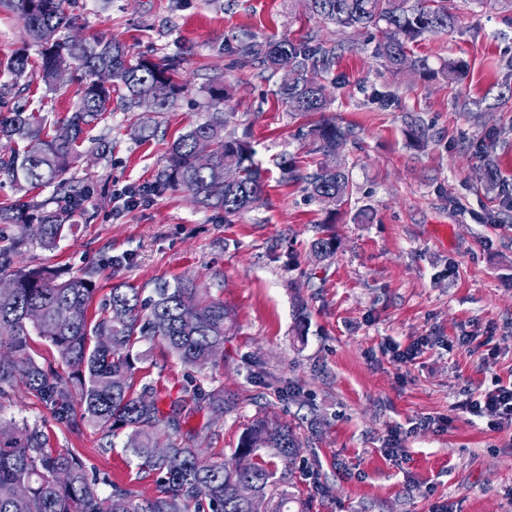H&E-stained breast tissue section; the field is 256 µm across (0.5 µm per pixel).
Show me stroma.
<instances>
[{"label":"stroma","mask_w":512,"mask_h":512,"mask_svg":"<svg viewBox=\"0 0 512 512\" xmlns=\"http://www.w3.org/2000/svg\"><path fill=\"white\" fill-rule=\"evenodd\" d=\"M454 4L460 28L412 46L431 66L463 63L447 82L393 75L367 50L370 31L339 32L304 0H181L177 9L172 0H69L83 37L115 39L136 57L179 55L187 88L163 112L105 113L93 133L110 155L80 156L70 170L93 196L55 247L28 243L20 264L63 279L95 271L98 304L121 283L148 296L181 278L224 301L232 320L222 356L188 366L145 340L133 351L136 379L156 388L166 414L200 390L223 389L235 402L219 419L205 409L177 414L210 461L231 460L256 416L294 428L296 456L261 454L308 512H512V429L460 408L512 383V0ZM243 32L359 44L327 75V116L353 131L336 155L349 192L335 217L302 184L280 179V155L304 172L322 157L294 139L305 118L276 96L280 74L238 64ZM21 49L38 54L0 0V61ZM216 80L228 86L231 124L262 166L259 203L229 224L182 190L127 205L125 191L152 181L172 141L204 117ZM27 98L51 123L76 101L73 90L42 86ZM415 117L428 138H411ZM488 157L501 184L494 191L483 176ZM321 236L336 244L323 260L311 252ZM413 344L418 354L406 364L383 353ZM0 423L39 430L108 483L145 497L155 489L125 436L106 447L102 429L54 419L24 387L0 396ZM393 426L402 446L391 455Z\"/></svg>","instance_id":"1"}]
</instances>
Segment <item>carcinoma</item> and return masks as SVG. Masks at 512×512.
I'll return each mask as SVG.
<instances>
[{
    "label": "carcinoma",
    "instance_id": "cac0c4a2",
    "mask_svg": "<svg viewBox=\"0 0 512 512\" xmlns=\"http://www.w3.org/2000/svg\"><path fill=\"white\" fill-rule=\"evenodd\" d=\"M313 14L334 24L340 31L372 27L381 37L372 55L394 65L392 73L409 69L435 78H455L462 64H445L438 69L427 60L408 54V43L425 35L450 33L460 17L451 0H306ZM65 0H8L24 20L27 36L39 47L38 59L28 54L12 55L3 69L15 82L0 85V141L11 144L0 155V178L19 189L52 186L44 200L18 199L0 208V222L15 224L21 235L0 248V280L15 288L0 291V394L20 382L28 392L61 422L76 418L115 434L127 432V448L141 469L156 476L155 494L139 497L117 486L104 494L100 480L89 476L85 464L69 452L50 448L43 435L26 425L0 427V512H249L237 495V487L249 482L265 500H272L275 474L257 457L261 448H273L292 457L299 439L289 426L276 432L267 420L254 418L243 431L231 462H198L196 449L167 436L161 428L170 425L158 407L152 386L133 391L136 374L133 347L142 340H159L183 363L203 367L210 350L224 343L230 318L221 300L191 279L164 283L149 298L138 288L117 285L96 318L89 307L96 292L94 273L58 280L45 270L15 266V256L33 238L50 248L70 229L71 218L94 193L67 177L78 158V148L88 140L90 127L112 111V94L123 110L139 107L142 95L156 94L155 111L160 112L182 93L179 82L182 59L130 58L122 44L104 36L77 38L76 18L64 7ZM237 55L244 65L256 64L277 73L293 72V81L280 84L276 95L291 112L310 117L296 136L326 157L336 152V143L352 131L322 117L329 105L327 86L319 74L336 58V47L327 46L314 35L300 39L282 37L260 41L253 34L239 42ZM112 71L105 86L96 80L101 68ZM68 75L77 87V102L71 115L53 125L39 112L29 111L10 100L22 90L16 80L34 77L47 89L60 85L58 76ZM229 92L224 86L209 88L211 111L171 146L166 163L142 193L159 195L183 189L205 209L224 213V223L249 210L263 193V180L254 161V150L246 136L228 128L224 105ZM37 141L41 151L33 155L28 145ZM242 172L240 180L224 186V167ZM281 181L301 182L310 199L328 212L336 210L349 185V174L340 166L320 163L303 173L284 156L278 162ZM31 308L42 311L35 324L27 319ZM48 340L56 349L63 369L43 366L30 351L31 333ZM79 399L81 414L74 413ZM215 414L229 411L224 391L214 389L199 395ZM166 448L160 457L154 449Z\"/></svg>",
    "mask_w": 512,
    "mask_h": 512
}]
</instances>
